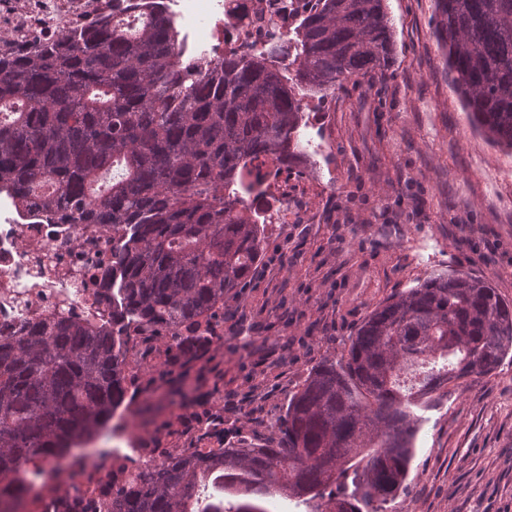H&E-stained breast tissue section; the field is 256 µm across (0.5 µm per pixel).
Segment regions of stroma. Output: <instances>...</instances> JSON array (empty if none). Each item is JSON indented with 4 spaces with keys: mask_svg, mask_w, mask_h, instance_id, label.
<instances>
[{
    "mask_svg": "<svg viewBox=\"0 0 512 512\" xmlns=\"http://www.w3.org/2000/svg\"><path fill=\"white\" fill-rule=\"evenodd\" d=\"M383 72L309 95L321 123L277 200L250 284L224 299L218 341L130 343L122 406L139 448L267 443L311 366L380 302L437 272L489 278L512 301V153L474 129L433 35L435 0H387ZM407 486L383 512H512V357L419 412Z\"/></svg>",
    "mask_w": 512,
    "mask_h": 512,
    "instance_id": "obj_1",
    "label": "stroma"
}]
</instances>
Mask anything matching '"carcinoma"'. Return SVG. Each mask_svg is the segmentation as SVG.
Here are the masks:
<instances>
[{"label":"carcinoma","instance_id":"1","mask_svg":"<svg viewBox=\"0 0 512 512\" xmlns=\"http://www.w3.org/2000/svg\"><path fill=\"white\" fill-rule=\"evenodd\" d=\"M56 38L0 51V194L36 221L112 227L108 309L56 311L0 335V505L102 432L123 405L134 335L210 325L263 254L265 167L302 160L304 92L391 64L386 0H298L287 39L184 62L164 0H125ZM434 36L474 125L512 150V0H435ZM346 355L307 373L252 448L119 466L118 485L76 489L58 512H265L275 491L316 512H379L406 486L414 409L492 373L512 353V302L462 270L381 302ZM237 498L207 494L208 485Z\"/></svg>","mask_w":512,"mask_h":512}]
</instances>
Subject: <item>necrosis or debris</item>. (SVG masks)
<instances>
[{
	"label": "necrosis or debris",
	"mask_w": 512,
	"mask_h": 512,
	"mask_svg": "<svg viewBox=\"0 0 512 512\" xmlns=\"http://www.w3.org/2000/svg\"><path fill=\"white\" fill-rule=\"evenodd\" d=\"M194 43L222 41L225 50H258L267 35H285L275 17L247 26L252 0H168ZM112 235L96 224H34L0 198V333L64 304L86 315L98 306L92 283L111 259Z\"/></svg>",
	"instance_id": "4bbe7bcc"
}]
</instances>
